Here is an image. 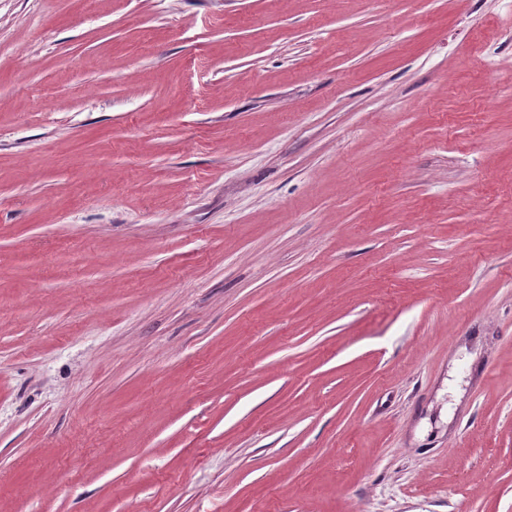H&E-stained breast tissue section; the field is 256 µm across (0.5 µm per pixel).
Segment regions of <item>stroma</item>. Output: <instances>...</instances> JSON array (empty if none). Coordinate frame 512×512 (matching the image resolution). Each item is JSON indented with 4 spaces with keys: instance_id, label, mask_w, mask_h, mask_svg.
<instances>
[{
    "instance_id": "1",
    "label": "stroma",
    "mask_w": 512,
    "mask_h": 512,
    "mask_svg": "<svg viewBox=\"0 0 512 512\" xmlns=\"http://www.w3.org/2000/svg\"><path fill=\"white\" fill-rule=\"evenodd\" d=\"M0 512H512V0H0Z\"/></svg>"
}]
</instances>
